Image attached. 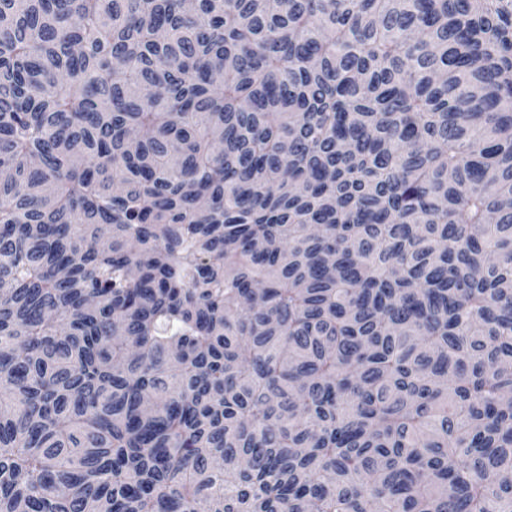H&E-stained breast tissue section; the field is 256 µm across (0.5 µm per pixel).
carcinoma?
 Masks as SVG:
<instances>
[{
  "label": "carcinoma",
  "instance_id": "1",
  "mask_svg": "<svg viewBox=\"0 0 512 512\" xmlns=\"http://www.w3.org/2000/svg\"><path fill=\"white\" fill-rule=\"evenodd\" d=\"M0 512H512V0H0Z\"/></svg>",
  "mask_w": 512,
  "mask_h": 512
}]
</instances>
